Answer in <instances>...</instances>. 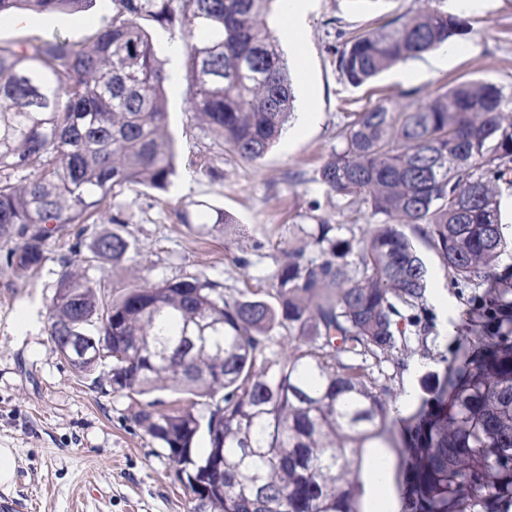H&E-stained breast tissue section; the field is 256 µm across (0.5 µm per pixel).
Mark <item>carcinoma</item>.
Listing matches in <instances>:
<instances>
[{
  "label": "carcinoma",
  "instance_id": "carcinoma-1",
  "mask_svg": "<svg viewBox=\"0 0 512 512\" xmlns=\"http://www.w3.org/2000/svg\"><path fill=\"white\" fill-rule=\"evenodd\" d=\"M97 0H0V21L81 13ZM424 7L343 33L340 78L358 88L473 32ZM272 0H102L104 25L75 42L55 30L0 41V243L17 278L39 270L64 224H129V190L165 191L181 153L167 133L172 80L150 28L179 35L187 104L202 145L189 165L224 156L257 163L280 139L295 96L266 18ZM317 169L336 205L365 207L341 236L327 217L288 245L275 293L224 294L185 275L116 298L90 277L80 244L59 261L48 334L112 330L116 393L167 391L185 405H140L133 420L157 440L190 490L193 512H364L363 454L397 449L401 512H512V235L502 183L512 185V96L480 79L419 105L381 100L337 133ZM210 234L234 218L196 202ZM468 288L452 364L423 380L401 441L390 402L396 352L430 355L435 317L428 269L413 244ZM131 233L105 231L89 261L117 265ZM208 448L197 453L200 436ZM224 472V484L209 470Z\"/></svg>",
  "mask_w": 512,
  "mask_h": 512
}]
</instances>
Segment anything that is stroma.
Returning a JSON list of instances; mask_svg holds the SVG:
<instances>
[{
    "instance_id": "35a3bbf8",
    "label": "stroma",
    "mask_w": 512,
    "mask_h": 512,
    "mask_svg": "<svg viewBox=\"0 0 512 512\" xmlns=\"http://www.w3.org/2000/svg\"><path fill=\"white\" fill-rule=\"evenodd\" d=\"M303 23L304 55L289 54L296 109L312 108L305 125L284 133L260 164L224 162L223 177L182 170L168 191H129L133 213L129 230L134 249L103 276L113 292L157 283L187 273L203 274L235 292L252 285L271 290L281 263L282 244L302 238L312 213L335 224H359L356 208L329 200L313 182L314 171L337 144L336 134L359 112L383 99L420 104L439 89L468 78H482L512 94V0H484L468 13L474 31L459 40L457 54L438 51L406 62L376 81L352 88L340 81L332 59L341 44L338 30L392 19L419 0H311ZM101 6L61 13L51 22L25 17L0 23V40L40 35L55 28L78 41L102 24ZM152 39L174 76L167 88L169 130L184 156H191L199 134L186 110L184 56L173 55L168 31L154 28ZM203 201L235 219L223 233L205 236L182 224L177 212ZM98 225H67L47 245L37 278L18 280L0 272V448L16 459L11 484L0 486V502L13 512H190L189 495L157 442L140 430L133 416L144 398L112 392L106 367L79 377L59 358L48 336V305L59 259L75 242L89 243ZM429 273L430 295L444 293L452 310L434 307L436 331L429 357L406 360L401 382L420 391L430 372L451 359L453 322L469 297L449 285L435 254L420 246ZM247 256L240 268L233 256Z\"/></svg>"
}]
</instances>
